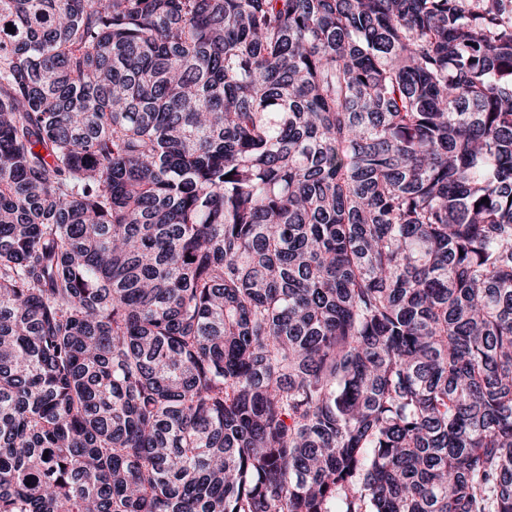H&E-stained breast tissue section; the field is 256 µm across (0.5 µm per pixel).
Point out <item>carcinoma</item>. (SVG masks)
<instances>
[{"mask_svg":"<svg viewBox=\"0 0 512 512\" xmlns=\"http://www.w3.org/2000/svg\"><path fill=\"white\" fill-rule=\"evenodd\" d=\"M0 512H512V0H0Z\"/></svg>","mask_w":512,"mask_h":512,"instance_id":"obj_1","label":"carcinoma"}]
</instances>
